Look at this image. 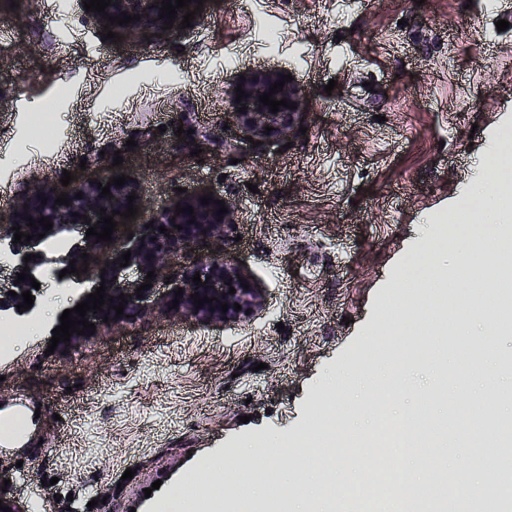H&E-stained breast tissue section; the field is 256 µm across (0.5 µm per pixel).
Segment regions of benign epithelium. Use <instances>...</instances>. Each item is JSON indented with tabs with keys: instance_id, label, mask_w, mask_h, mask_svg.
Masks as SVG:
<instances>
[{
	"instance_id": "1",
	"label": "benign epithelium",
	"mask_w": 512,
	"mask_h": 512,
	"mask_svg": "<svg viewBox=\"0 0 512 512\" xmlns=\"http://www.w3.org/2000/svg\"><path fill=\"white\" fill-rule=\"evenodd\" d=\"M162 0H113L112 5L106 8V12L97 14L99 24L106 25L110 16H119L126 12L130 15L137 14L140 20L127 24L129 28H146L154 36L162 38L171 33V30L163 29L167 19L159 18ZM281 72L272 68H250L244 72V79L239 81L242 89L248 96L242 101L234 103L235 108L246 107V112L236 113V117L242 128L248 134L267 141L283 139L294 134L295 128L304 116L301 90L297 82H286L283 90L274 95V99H287L290 103L296 104V109L290 110L286 107L279 108L277 113L270 112V108L258 101L259 95L267 93L272 89V83L280 82ZM272 126L274 130L266 132L265 127ZM82 193L83 198H76V193ZM112 197L100 196L101 190L97 185L83 183L74 186L67 192L70 205H57L55 199L57 193L49 186L36 185L30 194L20 199L15 207L14 223L20 225V231L25 234L36 235L43 232V227L36 229L28 226L24 217L30 216L36 220L48 217L53 222L52 230L45 233V238H50L63 232L79 231L86 233L89 226L101 224L99 219L100 209H106V215H112L116 210L125 212L128 206L127 196L138 192L137 184L130 181L121 187L110 186ZM208 194L206 190H193L186 193L169 206L162 218L147 228L137 240L129 247L131 250L130 263L126 267L119 266L123 262L122 251H112V256L104 265L106 273V291L104 298L107 299L102 311L98 313L88 312L86 319L93 320L96 327H103L105 324L116 325L131 323L140 320L148 315L155 304H160L168 314L185 318H195L204 322L239 323L251 319V315L262 310L265 306V298L259 289L251 283V279L229 258L224 247V226L234 223L235 205L227 202L225 206L227 213L217 216L219 206L215 203L208 205L201 204L200 198ZM47 198V202H41V198ZM183 207L191 206L194 213L188 212L176 214V204ZM79 216H73V213ZM114 216V215H112ZM90 223H85V220ZM120 216H114V221H119ZM182 229H176V226ZM165 227L167 233L160 232L159 227ZM14 231L8 227L0 228V244L8 247L13 255L12 277L9 286L0 285V309L5 307L17 309V304L23 302L22 292L32 289L31 282L25 281L20 284L14 283L17 274L22 272L24 267L34 269L37 266L49 261L54 265L62 264L64 268H70V260H75V267H83V253L96 252L102 249L105 242H95V237L83 241V246L73 247L66 255L48 259L42 256L38 246L42 240L33 238L28 243L13 244ZM205 245L207 250L200 254L190 264L174 267L172 257L179 252H193L198 247ZM38 254L40 258L36 261L24 262V256ZM134 269L138 272L135 280L127 279V272ZM155 271L156 278H170L168 292L162 298L154 299L155 288L143 290V297L139 298L136 288L146 283L147 272ZM200 274L201 280L208 281V287L197 286L192 282L193 275ZM249 283V288H244L241 283ZM235 288V293H229L230 288ZM183 289V295L175 297L176 289ZM16 292V296L8 295V291ZM199 293V297L208 296L212 302L204 303L198 309L193 304L191 294ZM125 294L128 304L124 306L123 315L116 316L111 305H119V295ZM113 301H108V298ZM179 300L178 308H173V300ZM228 304L227 312H222L220 304ZM240 304L241 310L237 311L234 304ZM251 314H246V310ZM109 322H103L104 318Z\"/></svg>"
}]
</instances>
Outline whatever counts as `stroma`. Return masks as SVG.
Listing matches in <instances>:
<instances>
[{
  "mask_svg": "<svg viewBox=\"0 0 512 512\" xmlns=\"http://www.w3.org/2000/svg\"><path fill=\"white\" fill-rule=\"evenodd\" d=\"M501 19L510 29L497 30ZM102 33L83 0H0V225L34 184L125 175L140 204L115 228L120 249L177 188L203 186L237 204L226 249L266 305L227 326L158 311L50 355L73 305L59 297L47 331L0 359V415L25 420L0 447L7 495L34 512H151L145 488L170 491L190 473L223 489L224 505L207 498L200 512H225L245 480L211 460L246 446L296 473L331 374L363 373L346 397L362 435L372 401L416 413L442 365L471 363L465 346L429 343L415 309L407 334L380 329L405 288L400 267L425 253L447 264L433 241L492 140L512 130V0H205L163 40ZM236 46L247 55L229 58ZM263 65L293 74L306 115L290 141L255 146L231 95L241 71ZM46 108L50 149L30 124ZM473 331L489 339V368L467 395L497 394L512 414V376L498 367L512 334L478 318ZM417 343L425 356L413 360ZM270 435L279 447H265Z\"/></svg>",
  "mask_w": 512,
  "mask_h": 512,
  "instance_id": "stroma-1",
  "label": "stroma"
}]
</instances>
